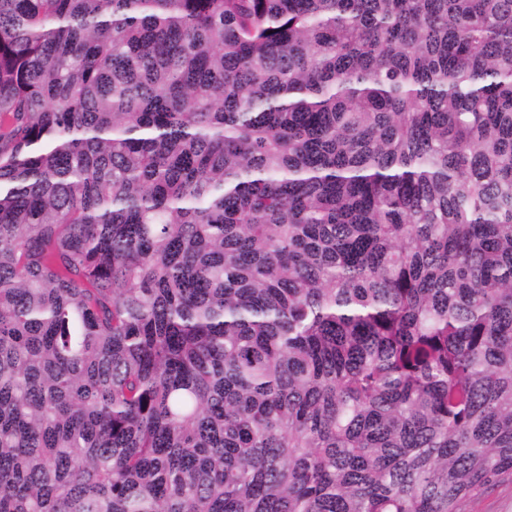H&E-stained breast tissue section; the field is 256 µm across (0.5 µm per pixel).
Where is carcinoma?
Instances as JSON below:
<instances>
[{
  "mask_svg": "<svg viewBox=\"0 0 512 512\" xmlns=\"http://www.w3.org/2000/svg\"><path fill=\"white\" fill-rule=\"evenodd\" d=\"M507 479L512 0H0V512Z\"/></svg>",
  "mask_w": 512,
  "mask_h": 512,
  "instance_id": "cac0c4a2",
  "label": "carcinoma"
}]
</instances>
